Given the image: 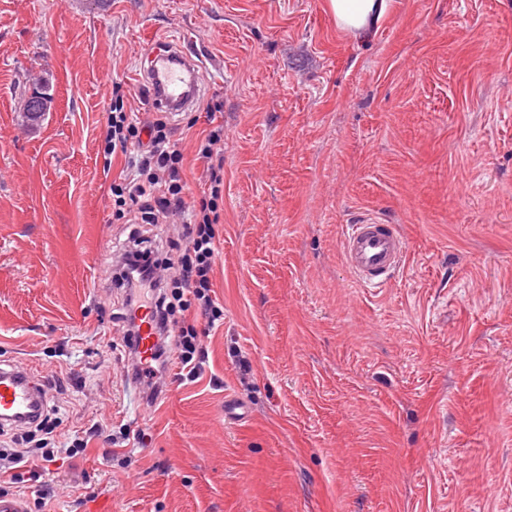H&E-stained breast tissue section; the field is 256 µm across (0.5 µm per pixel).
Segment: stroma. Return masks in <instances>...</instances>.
<instances>
[{
    "instance_id": "obj_1",
    "label": "stroma",
    "mask_w": 512,
    "mask_h": 512,
    "mask_svg": "<svg viewBox=\"0 0 512 512\" xmlns=\"http://www.w3.org/2000/svg\"><path fill=\"white\" fill-rule=\"evenodd\" d=\"M161 36L224 102V324L149 407L104 273L131 238L103 135L113 83L148 112ZM205 108L171 120L193 185ZM368 216L405 240L382 288L343 256ZM21 362L63 381L57 441L109 430L53 468L51 512H512V0H389L363 38L326 0H0V364Z\"/></svg>"
}]
</instances>
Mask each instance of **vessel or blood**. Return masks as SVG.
<instances>
[{
    "instance_id": "b4317fda",
    "label": "vessel or blood",
    "mask_w": 512,
    "mask_h": 512,
    "mask_svg": "<svg viewBox=\"0 0 512 512\" xmlns=\"http://www.w3.org/2000/svg\"><path fill=\"white\" fill-rule=\"evenodd\" d=\"M149 67L141 68L137 79L149 95L151 108L167 112L192 109L202 90L207 68L203 56L189 53L179 39L171 38L152 47ZM405 242L394 225L373 219L350 225L344 252L351 274L369 288L385 285L400 268ZM44 409V398L34 384L30 367L12 364L0 368V421L24 424Z\"/></svg>"
}]
</instances>
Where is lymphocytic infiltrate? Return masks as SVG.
<instances>
[{
  "label": "lymphocytic infiltrate",
  "mask_w": 512,
  "mask_h": 512,
  "mask_svg": "<svg viewBox=\"0 0 512 512\" xmlns=\"http://www.w3.org/2000/svg\"><path fill=\"white\" fill-rule=\"evenodd\" d=\"M112 91L104 141L107 154L125 158V176L111 186L118 216L129 224L179 225L186 242L174 258L158 259L137 245L113 262V279L127 290L120 316L125 338L138 335L136 313L144 307L151 310L157 335L151 367L144 372L135 364L130 373L154 378L175 365L181 377L191 381L208 356L197 320H204L209 331L224 323V306L212 281L215 226L224 206V126H211L198 142L196 159L203 166L204 180L194 189L183 177L185 157L173 139L167 113L132 117L120 84H113ZM100 434V426L94 424L63 448L44 438L34 448L1 450L0 496L20 494L28 482L45 475L46 464L84 453L90 439Z\"/></svg>",
  "instance_id": "1"
}]
</instances>
